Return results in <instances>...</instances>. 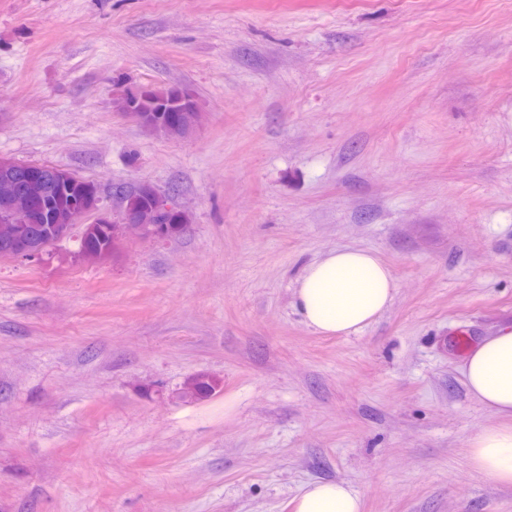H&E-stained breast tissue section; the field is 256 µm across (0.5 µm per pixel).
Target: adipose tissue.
<instances>
[{"label":"adipose tissue","instance_id":"adipose-tissue-1","mask_svg":"<svg viewBox=\"0 0 512 512\" xmlns=\"http://www.w3.org/2000/svg\"><path fill=\"white\" fill-rule=\"evenodd\" d=\"M397 288L377 252L338 247L305 267L295 282L294 307L313 332L353 336L388 309ZM461 373L470 394L499 418L472 439V464L494 481L512 485V327L474 344ZM294 512H361V497L345 481L314 480L295 497Z\"/></svg>","mask_w":512,"mask_h":512}]
</instances>
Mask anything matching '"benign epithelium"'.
<instances>
[{
  "label": "benign epithelium",
  "instance_id": "1",
  "mask_svg": "<svg viewBox=\"0 0 512 512\" xmlns=\"http://www.w3.org/2000/svg\"><path fill=\"white\" fill-rule=\"evenodd\" d=\"M113 107L130 117L148 131L165 136L181 137L191 133L200 123L203 112L195 98L182 91L169 98H157L152 89L118 88ZM26 183L18 185L7 174L0 175V235L12 241V254L19 258L42 257L44 247L30 251L25 237L27 225L42 222L57 225V231L44 237L53 242L64 237L76 225H83L82 235L94 234L99 225H107L109 236L115 240L124 238L131 230H137L156 238L165 237L158 224L162 217L178 211L181 223L190 222L187 211L169 204L157 189L143 182L133 189V196L122 202L118 215H97L89 224L83 218L99 210L98 187L83 181L61 168L42 164H28Z\"/></svg>",
  "mask_w": 512,
  "mask_h": 512
}]
</instances>
